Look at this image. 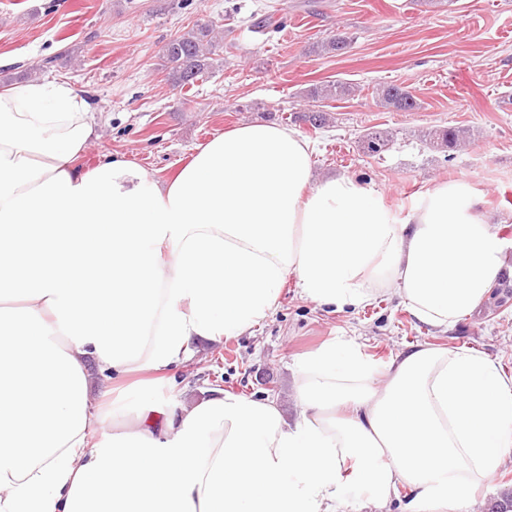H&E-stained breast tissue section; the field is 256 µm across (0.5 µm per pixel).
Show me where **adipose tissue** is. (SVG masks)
<instances>
[{"instance_id": "obj_1", "label": "adipose tissue", "mask_w": 512, "mask_h": 512, "mask_svg": "<svg viewBox=\"0 0 512 512\" xmlns=\"http://www.w3.org/2000/svg\"><path fill=\"white\" fill-rule=\"evenodd\" d=\"M101 133L67 82L0 88V512H384L402 488L405 512H464L512 455V376L474 350L420 344L381 366L325 344L296 361L292 423L221 389L94 417L89 368L168 374L266 319L291 277L339 308L396 283L418 321L452 325L504 268L478 190L434 185L402 217L262 121L168 181L118 152L79 168ZM126 412L93 443L94 420Z\"/></svg>"}]
</instances>
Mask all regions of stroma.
<instances>
[{
	"instance_id": "1",
	"label": "stroma",
	"mask_w": 512,
	"mask_h": 512,
	"mask_svg": "<svg viewBox=\"0 0 512 512\" xmlns=\"http://www.w3.org/2000/svg\"><path fill=\"white\" fill-rule=\"evenodd\" d=\"M276 26L255 31L265 17ZM223 34L212 71L190 92L174 88L162 49L195 22ZM344 34L331 54L316 42ZM0 86L38 79L83 90L106 124L80 157L93 168L124 152L155 178L173 177L192 154L237 125L260 120L295 130L316 147L317 174L375 184L393 211L439 182L465 180L484 194L483 211L512 239V0H0ZM356 96L326 102L332 120L313 130L301 115L307 91L333 80ZM407 87L413 112L381 107V85ZM464 130L466 145L441 152L432 128ZM388 131V150L364 154L369 129ZM326 341L353 342L377 363L419 343L471 348L512 376V248L479 310L439 329L417 321L397 286L370 304L337 310L302 296L288 279L271 316L221 343L200 342L174 370V384L141 386L137 399L167 412L210 390L276 399L288 420L298 357Z\"/></svg>"
}]
</instances>
